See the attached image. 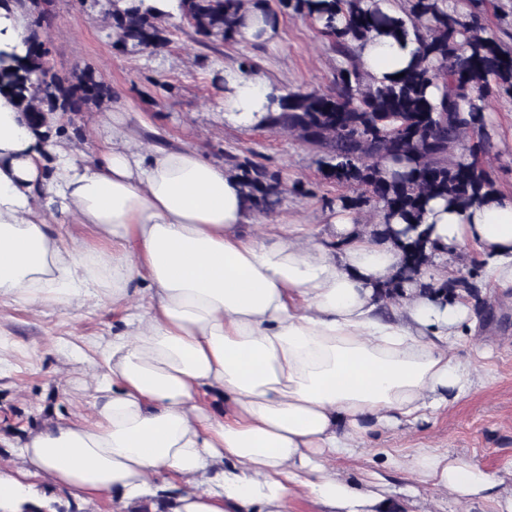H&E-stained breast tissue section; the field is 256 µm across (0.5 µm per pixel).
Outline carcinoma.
Wrapping results in <instances>:
<instances>
[{
    "instance_id": "1",
    "label": "carcinoma",
    "mask_w": 512,
    "mask_h": 512,
    "mask_svg": "<svg viewBox=\"0 0 512 512\" xmlns=\"http://www.w3.org/2000/svg\"><path fill=\"white\" fill-rule=\"evenodd\" d=\"M48 0H0V6L19 11L28 25L22 45L25 55L0 59V94L9 95L28 127L45 149L67 134L63 118L93 103L112 98V89L94 72L70 76L49 66L42 19ZM484 0H469L465 12L455 0H405L403 17L382 12L372 0H277L278 10L310 17L313 6L334 18L323 35L328 47L342 59L333 86L289 91L281 111L271 112L266 128L287 132L320 154L323 179L356 191L341 198L345 209L374 207L387 216H399L403 227L384 224L375 233L400 243L402 264L384 287L387 298H399L405 284L415 282L424 292L452 300L465 292L477 296L479 270L450 277L440 285L420 282L435 243L421 228L429 203L440 199L447 208H466L496 191L492 174L478 168L472 157L487 153L490 134L483 112L491 99L512 95V50L504 48L497 32L481 24ZM274 18L268 0H183L190 26L211 44L234 38L246 8ZM115 46L130 54L153 52L166 42L165 29L148 12L112 9ZM411 23L420 43L419 59L402 70L404 76L378 81L358 62L359 47L373 37L399 40ZM443 82L433 100L429 88ZM403 164L406 170L387 177L382 162ZM255 205L269 207L283 193L281 182L264 167L245 158L233 163Z\"/></svg>"
}]
</instances>
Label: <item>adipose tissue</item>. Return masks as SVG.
<instances>
[{
  "label": "adipose tissue",
  "mask_w": 512,
  "mask_h": 512,
  "mask_svg": "<svg viewBox=\"0 0 512 512\" xmlns=\"http://www.w3.org/2000/svg\"><path fill=\"white\" fill-rule=\"evenodd\" d=\"M414 36L367 42L362 68L394 77L416 59ZM227 122L257 127L283 90L225 67ZM11 97L0 95V305L69 308L95 299L123 328L95 347L87 413L51 420L0 470V512L32 503L30 479L124 512H291L302 491L320 512H390L379 482L357 487L331 467L370 425L417 424L470 393L473 371L449 342L474 329L469 302L405 288L395 240L358 216L244 232L255 203L198 148L149 147L120 113L98 159L63 146L47 161ZM437 244L423 279L475 247L481 285L512 290V193L464 210L431 201ZM418 479L459 499H502L463 456L422 450ZM161 498H154V490Z\"/></svg>",
  "instance_id": "obj_1"
}]
</instances>
